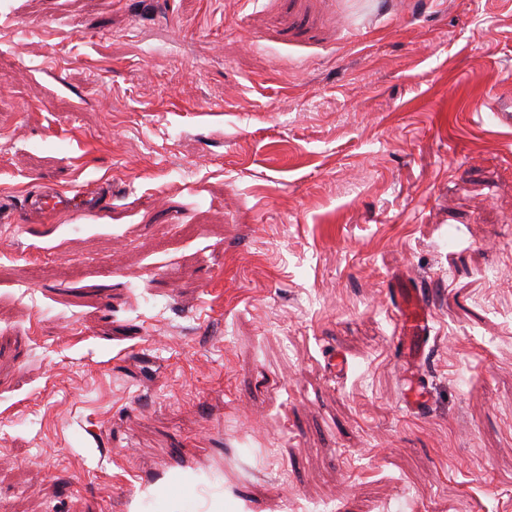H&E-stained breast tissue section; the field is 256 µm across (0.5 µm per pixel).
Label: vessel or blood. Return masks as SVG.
I'll use <instances>...</instances> for the list:
<instances>
[{
	"instance_id": "b4317fda",
	"label": "vessel or blood",
	"mask_w": 512,
	"mask_h": 512,
	"mask_svg": "<svg viewBox=\"0 0 512 512\" xmlns=\"http://www.w3.org/2000/svg\"><path fill=\"white\" fill-rule=\"evenodd\" d=\"M111 197L112 191L104 183L80 189L73 197L53 187H39L29 191L17 221L21 224H46L55 215L75 207L86 210L100 208ZM390 300L396 317L394 343L398 360L408 376L405 404L413 412L422 414L427 409L429 397L417 369L433 331L434 317L419 289H391Z\"/></svg>"
}]
</instances>
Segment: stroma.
<instances>
[{
  "instance_id": "stroma-1",
  "label": "stroma",
  "mask_w": 512,
  "mask_h": 512,
  "mask_svg": "<svg viewBox=\"0 0 512 512\" xmlns=\"http://www.w3.org/2000/svg\"><path fill=\"white\" fill-rule=\"evenodd\" d=\"M508 90L512 0H0V197L112 186L0 220V512H512ZM112 197L110 186L97 183L80 189L69 197L53 187H39L29 191L25 206L14 222L21 224H48L55 215L80 207L86 210L98 209ZM391 306L396 317L394 343L400 365L407 370L408 390L405 405L418 414L426 412L427 388L417 372L424 348L433 331L434 317L420 289L393 288Z\"/></svg>"
}]
</instances>
